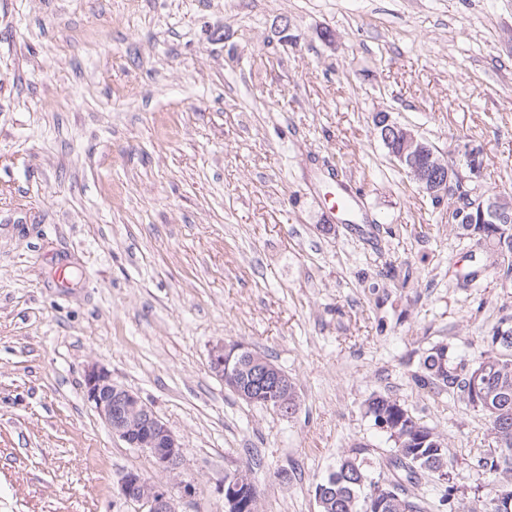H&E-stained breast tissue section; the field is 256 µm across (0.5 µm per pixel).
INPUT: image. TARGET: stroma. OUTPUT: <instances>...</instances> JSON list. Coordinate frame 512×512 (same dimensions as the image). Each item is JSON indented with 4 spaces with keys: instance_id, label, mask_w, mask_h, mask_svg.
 Listing matches in <instances>:
<instances>
[{
    "instance_id": "35a3bbf8",
    "label": "stroma",
    "mask_w": 512,
    "mask_h": 512,
    "mask_svg": "<svg viewBox=\"0 0 512 512\" xmlns=\"http://www.w3.org/2000/svg\"><path fill=\"white\" fill-rule=\"evenodd\" d=\"M381 110L449 161L480 145L512 195V0H0V512H137L121 475L158 472L88 403L91 363L181 444L183 512H224L237 469L259 512H318L341 456L394 450L374 394L447 441L424 512L491 489L485 417L412 376L439 344L472 365L512 282L458 278L486 252L390 158ZM331 168L359 207L329 212ZM221 340L299 409L227 389ZM245 349H248V347L238 342L230 344L219 342L213 345L209 354L210 370L216 377L223 381L224 377L232 378L235 392L244 400L254 402L259 399V396L263 393H265L263 395L264 398L267 399V393H269V397L272 393L273 398H270L266 403L269 404L272 400L274 405H267L262 401H256L254 403L275 408L284 414H291L295 409L294 406L296 405V409L298 407V401L296 400L298 399V396H295L297 392H294V384V389L289 386L292 382L288 378V375L275 365L253 356L251 365L253 368L251 382L246 384L242 383L245 382L249 376L247 366L250 362L251 356H261L260 354L253 350H248L231 365L230 369L237 373V377L242 381L241 383H237L235 378L229 373L227 366H229L234 354ZM224 365H226L225 374Z\"/></svg>"
}]
</instances>
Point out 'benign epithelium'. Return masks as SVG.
<instances>
[{
  "label": "benign epithelium",
  "mask_w": 512,
  "mask_h": 512,
  "mask_svg": "<svg viewBox=\"0 0 512 512\" xmlns=\"http://www.w3.org/2000/svg\"><path fill=\"white\" fill-rule=\"evenodd\" d=\"M376 130L390 156L431 204L445 211L450 224H496L512 212V199L482 191L483 151L473 143L457 148L458 162L448 163V156L412 127L392 118L383 110L377 117ZM247 349L242 343L219 342L212 346L209 367L222 379L234 354ZM235 392L254 402L259 395H273L274 408L284 414L294 411L296 396L288 375L273 364L252 358L251 382L234 383ZM84 394L110 432L133 448L146 450L156 470L174 475L182 463L183 449L168 426L137 394L112 381V374L97 364L87 367ZM245 481L241 473L228 475L220 483L225 512H251L256 499L242 502L235 490ZM121 496L143 508V512H181L180 501L193 497L196 487L180 480L174 485L153 482L138 471H128L119 480Z\"/></svg>",
  "instance_id": "1"
}]
</instances>
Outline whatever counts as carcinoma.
<instances>
[{
    "label": "carcinoma",
    "instance_id": "carcinoma-1",
    "mask_svg": "<svg viewBox=\"0 0 512 512\" xmlns=\"http://www.w3.org/2000/svg\"><path fill=\"white\" fill-rule=\"evenodd\" d=\"M461 235L472 238L490 254V274H512V242L501 243L489 224H459ZM512 334V324L503 321L492 329L488 349L468 367L474 372L486 370L483 390L489 407L480 404L477 410L486 418L493 448L477 460L484 472L499 477L502 483L512 482V340L498 337ZM416 385L448 388L465 393L466 375L448 357V348H431L413 374ZM368 413L374 424L385 422L397 427L399 442L385 469L371 475L363 460L343 456L336 469L315 486L319 512H377L378 499L392 484L397 500L382 512H422L421 500L407 492V486L416 484L423 475L440 478L448 464L444 438L422 423L415 414L389 396H378L368 402ZM462 512H500L494 492L477 497L475 505H465Z\"/></svg>",
    "mask_w": 512,
    "mask_h": 512
}]
</instances>
